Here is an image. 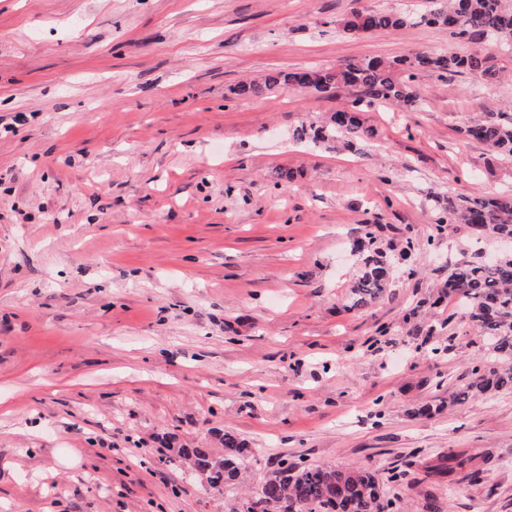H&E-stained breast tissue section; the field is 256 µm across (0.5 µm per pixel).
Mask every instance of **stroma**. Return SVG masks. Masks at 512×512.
<instances>
[{"instance_id": "stroma-1", "label": "stroma", "mask_w": 512, "mask_h": 512, "mask_svg": "<svg viewBox=\"0 0 512 512\" xmlns=\"http://www.w3.org/2000/svg\"><path fill=\"white\" fill-rule=\"evenodd\" d=\"M427 4L0 0V512H228L284 460L378 470L397 512L430 494L512 512V392L448 401L488 359L448 271L498 242L436 230L430 201L512 192V156L460 133L512 112V53L435 26H336ZM475 48L496 86L419 73L422 105L366 108L355 152L292 139L352 88L229 92ZM373 247L395 276L347 310ZM227 430L250 461L218 492L179 451ZM451 451L481 461L479 481L425 477Z\"/></svg>"}]
</instances>
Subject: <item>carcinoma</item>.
Listing matches in <instances>:
<instances>
[{
    "label": "carcinoma",
    "instance_id": "obj_1",
    "mask_svg": "<svg viewBox=\"0 0 512 512\" xmlns=\"http://www.w3.org/2000/svg\"><path fill=\"white\" fill-rule=\"evenodd\" d=\"M418 25L445 28L451 35L468 41L509 37L511 42L505 49L512 50V0H430L429 9L420 15L354 10L340 23L342 31L349 34L388 32ZM417 71L441 77L466 74L486 85L500 80L499 72L477 51L467 55L415 53L399 59L365 57L336 68L279 70L259 80L239 83L230 92L239 97L258 98L279 86L318 94L356 87L359 94L351 104L330 113L318 124L302 126L293 133L297 141L314 146L340 140L351 148L371 135L360 118L364 107L374 102L407 107L420 104L414 84ZM460 133L499 155L512 156V115L490 111L483 120L461 128ZM433 224H468L484 235L512 238V194L450 196ZM392 276L383 253L365 255L351 286L350 308H362L383 298ZM446 288L448 293L467 299L469 321L486 337L499 360L489 368L474 365L470 380L449 395L450 402L512 389V255L489 261L476 252L448 270ZM223 445L220 454L209 448L179 450L205 476L209 486L218 490L237 482L248 462V448L236 434L224 432ZM424 470L428 476L456 472L461 480H476L481 473L474 458H462L452 452L425 463ZM257 499L266 503L263 512H393V502L384 493L381 478L362 466L339 469L329 465L285 464L264 478Z\"/></svg>",
    "mask_w": 512,
    "mask_h": 512
}]
</instances>
